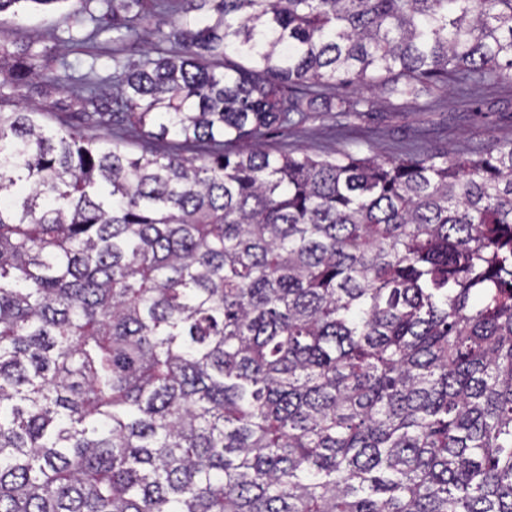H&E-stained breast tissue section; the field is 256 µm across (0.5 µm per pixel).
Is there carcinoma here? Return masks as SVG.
<instances>
[{
    "mask_svg": "<svg viewBox=\"0 0 512 512\" xmlns=\"http://www.w3.org/2000/svg\"><path fill=\"white\" fill-rule=\"evenodd\" d=\"M186 2L102 78L0 44V512H512V142L263 147L511 84L512 0Z\"/></svg>",
    "mask_w": 512,
    "mask_h": 512,
    "instance_id": "carcinoma-1",
    "label": "carcinoma"
}]
</instances>
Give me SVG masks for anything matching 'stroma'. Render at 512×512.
<instances>
[{"label": "stroma", "instance_id": "1", "mask_svg": "<svg viewBox=\"0 0 512 512\" xmlns=\"http://www.w3.org/2000/svg\"><path fill=\"white\" fill-rule=\"evenodd\" d=\"M184 5L147 18L144 41L119 42L112 30L102 32L84 49L73 42L82 38L83 29L73 26L66 6L52 9L29 7L18 16L0 18V43L29 44L80 61L82 72L104 76L112 71L113 57L136 61L155 41V28L170 30L184 20ZM434 111L415 108L403 112L380 107L362 117L315 112L307 120L285 129L267 132L264 147L273 152H305L319 157H334L346 152L356 156L374 155L396 158L412 149L449 156L478 153L495 142L512 140V86L486 80L466 87L449 86L433 91Z\"/></svg>", "mask_w": 512, "mask_h": 512}]
</instances>
